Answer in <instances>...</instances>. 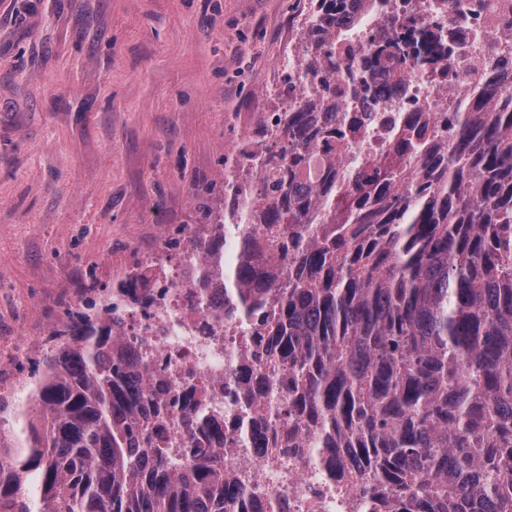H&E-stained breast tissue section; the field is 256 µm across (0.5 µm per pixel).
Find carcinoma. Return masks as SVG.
I'll return each instance as SVG.
<instances>
[{"label": "carcinoma", "mask_w": 512, "mask_h": 512, "mask_svg": "<svg viewBox=\"0 0 512 512\" xmlns=\"http://www.w3.org/2000/svg\"><path fill=\"white\" fill-rule=\"evenodd\" d=\"M349 7L315 0L303 28L301 63L324 73L321 98L283 113L279 137L225 172L209 235L181 233L165 251L203 263L200 300L216 280L227 319H258L251 343L264 361L244 356L233 399L252 438L271 429L263 399L284 396L281 447L316 449L383 512H512V99L488 83L441 142L410 114L403 155L428 171L422 183L329 168L303 185L313 153L347 149L356 132L334 109L317 113L320 100L355 105L383 56L416 51L387 18L370 49L335 60L336 16ZM117 289L154 302L144 276ZM52 336L35 414L19 412L16 447L0 448V512H224L219 454L176 457L153 435L178 410L187 435L222 448L223 414L191 384L153 392L110 304L86 299Z\"/></svg>", "instance_id": "1"}]
</instances>
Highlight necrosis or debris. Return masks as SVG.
Wrapping results in <instances>:
<instances>
[{
    "label": "necrosis or debris",
    "instance_id": "obj_1",
    "mask_svg": "<svg viewBox=\"0 0 512 512\" xmlns=\"http://www.w3.org/2000/svg\"><path fill=\"white\" fill-rule=\"evenodd\" d=\"M457 3V9L438 15L433 0H376L374 9L338 19L342 39L337 49L344 57L366 47L378 20L386 15L399 20V34L426 26L440 32L443 41L423 43L414 56L386 58L372 74L381 99L358 106L354 149L329 153L337 171L359 163L369 178L379 170L400 169L395 147L407 132L405 120L413 110H421L427 125L440 124L462 111L496 76L507 80L505 92L512 94V0ZM298 50L296 42H289L279 62L280 72L288 76V91L270 88L280 106L263 115L269 129L278 127L283 109L301 99L305 80ZM135 267L155 274L156 301L146 309L121 302L112 315L119 320L122 337L163 376L168 392L193 384L204 404L222 411L224 468L233 478L224 488L229 512H349L352 495L337 488L308 449L283 451L273 431L260 448L234 425L224 385L232 379L234 358L246 342L242 324L218 318L220 295L197 301L186 275L188 265L180 260L139 253Z\"/></svg>",
    "mask_w": 512,
    "mask_h": 512
}]
</instances>
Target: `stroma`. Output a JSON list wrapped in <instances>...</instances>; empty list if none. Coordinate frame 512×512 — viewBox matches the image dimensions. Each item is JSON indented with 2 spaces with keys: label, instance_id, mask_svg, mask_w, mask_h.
<instances>
[{
  "label": "stroma",
  "instance_id": "stroma-1",
  "mask_svg": "<svg viewBox=\"0 0 512 512\" xmlns=\"http://www.w3.org/2000/svg\"><path fill=\"white\" fill-rule=\"evenodd\" d=\"M307 0H0V337L224 207Z\"/></svg>",
  "mask_w": 512,
  "mask_h": 512
}]
</instances>
